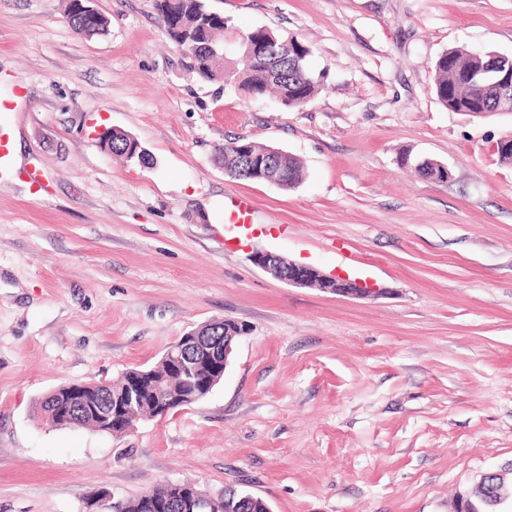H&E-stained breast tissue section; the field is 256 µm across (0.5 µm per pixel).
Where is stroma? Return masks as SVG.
Wrapping results in <instances>:
<instances>
[{"mask_svg":"<svg viewBox=\"0 0 512 512\" xmlns=\"http://www.w3.org/2000/svg\"><path fill=\"white\" fill-rule=\"evenodd\" d=\"M0 0V138L42 196L0 180V512H88L192 479L271 512H455L512 465V114L449 111L433 65L452 48L512 54V0H208L238 28L295 35L323 75L288 108L184 69L155 0ZM135 137L144 167L97 130ZM247 137L297 157L285 190L215 160ZM448 166L424 179L402 156ZM252 204L228 243L224 205ZM380 288L291 286L252 250ZM246 324L223 380L120 436L57 428L41 398L148 368L188 330ZM67 17L75 32L85 38L103 35L110 25L109 19L102 13L85 14L79 0H69ZM504 484V476L502 473L493 471L487 472L480 476L479 481L472 487V489L459 497L457 512H480L473 511L475 509L473 505V498L477 497L480 493H494L498 496L500 494V488Z\"/></svg>","mask_w":512,"mask_h":512,"instance_id":"stroma-1","label":"stroma"}]
</instances>
